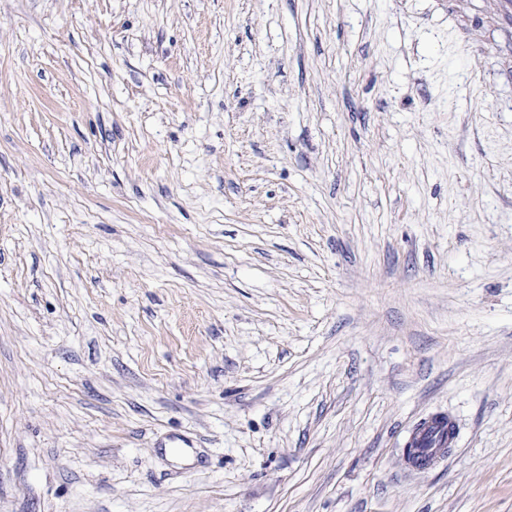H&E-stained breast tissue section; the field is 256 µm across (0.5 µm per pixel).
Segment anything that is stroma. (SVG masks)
Wrapping results in <instances>:
<instances>
[{
  "mask_svg": "<svg viewBox=\"0 0 512 512\" xmlns=\"http://www.w3.org/2000/svg\"><path fill=\"white\" fill-rule=\"evenodd\" d=\"M495 9L0 0V512H512ZM441 430V424L435 423H427L423 426L417 433V438L422 442L423 445L429 444L431 440H434L431 448H423L422 456L417 460H414L411 463L414 467L419 469H425L431 467L436 464L439 460H441L446 452L447 448H450L456 439V434H448L446 435V430H444V434L439 432Z\"/></svg>",
  "mask_w": 512,
  "mask_h": 512,
  "instance_id": "35a3bbf8",
  "label": "stroma"
}]
</instances>
